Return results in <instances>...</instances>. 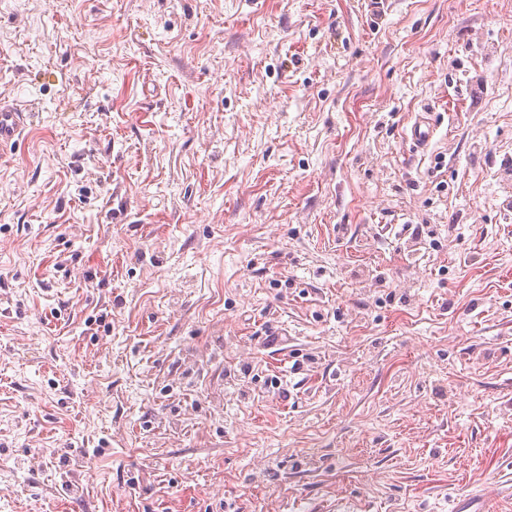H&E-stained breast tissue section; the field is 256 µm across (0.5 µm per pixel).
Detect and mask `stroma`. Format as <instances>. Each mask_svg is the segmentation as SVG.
I'll use <instances>...</instances> for the list:
<instances>
[{
	"mask_svg": "<svg viewBox=\"0 0 512 512\" xmlns=\"http://www.w3.org/2000/svg\"><path fill=\"white\" fill-rule=\"evenodd\" d=\"M1 96L0 512H512V0H0ZM29 112L21 108L16 103H10L5 99H0V146L16 137H21L28 120Z\"/></svg>",
	"mask_w": 512,
	"mask_h": 512,
	"instance_id": "35a3bbf8",
	"label": "stroma"
}]
</instances>
